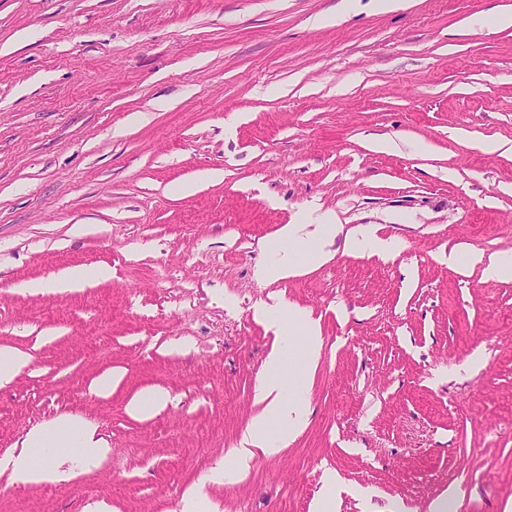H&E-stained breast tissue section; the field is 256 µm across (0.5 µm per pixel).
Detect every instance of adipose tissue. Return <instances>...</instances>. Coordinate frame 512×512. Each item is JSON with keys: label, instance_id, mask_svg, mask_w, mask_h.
Returning <instances> with one entry per match:
<instances>
[{"label": "adipose tissue", "instance_id": "obj_1", "mask_svg": "<svg viewBox=\"0 0 512 512\" xmlns=\"http://www.w3.org/2000/svg\"><path fill=\"white\" fill-rule=\"evenodd\" d=\"M339 235L344 238L345 249L351 251L367 250L389 258L402 248L398 239L378 237L370 224L359 225L346 234L337 224H287L282 227L280 238L303 243L302 256L283 254L278 262L262 267L260 276L274 281L297 275L306 266L322 264L327 257L326 245ZM257 313L278 330L294 329L297 336L285 338L281 346L270 352L254 390L253 399L260 410L228 451V465L211 472L209 481L215 483L230 485L242 481L256 454L279 455L306 422V379L315 372L320 358V327L309 311L281 300L261 304ZM293 350L298 351V359L290 358ZM66 448L74 449L76 458L85 465L99 463L110 453L92 427L78 420H66L32 434L17 454L0 460V469L10 471L15 481L24 484L55 482L64 476L60 465Z\"/></svg>", "mask_w": 512, "mask_h": 512}]
</instances>
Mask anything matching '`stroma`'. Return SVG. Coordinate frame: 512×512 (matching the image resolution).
Instances as JSON below:
<instances>
[{
	"label": "stroma",
	"instance_id": "stroma-1",
	"mask_svg": "<svg viewBox=\"0 0 512 512\" xmlns=\"http://www.w3.org/2000/svg\"><path fill=\"white\" fill-rule=\"evenodd\" d=\"M340 2L0 0V347L30 357L0 388V458L63 419L111 449L66 481L0 473V512H182L256 413L273 294L320 321L306 426L197 512H316L329 471L334 512L452 489V512H512V279L465 260L512 252V28L491 24L512 0H350L315 25ZM317 222L404 249L338 239L257 277L280 228ZM155 389L165 406L134 415ZM344 247L351 251L368 250L389 258L399 253L402 243L396 238L382 239L372 224H361L346 234ZM88 278V275L81 270H67L60 273L53 281L29 283L25 286V288L31 293H38L43 291V288H56V290H74L75 288H81L84 282L88 280Z\"/></svg>",
	"mask_w": 512,
	"mask_h": 512
}]
</instances>
